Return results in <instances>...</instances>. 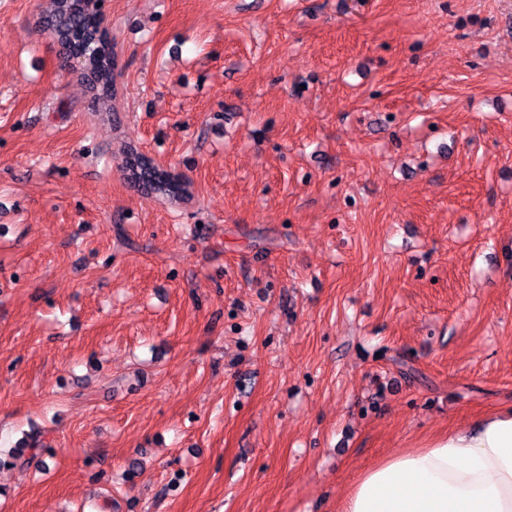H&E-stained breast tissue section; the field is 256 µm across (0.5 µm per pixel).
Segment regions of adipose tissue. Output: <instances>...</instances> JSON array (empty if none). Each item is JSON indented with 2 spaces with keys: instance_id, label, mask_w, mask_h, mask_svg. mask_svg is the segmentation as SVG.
<instances>
[{
  "instance_id": "1",
  "label": "adipose tissue",
  "mask_w": 512,
  "mask_h": 512,
  "mask_svg": "<svg viewBox=\"0 0 512 512\" xmlns=\"http://www.w3.org/2000/svg\"><path fill=\"white\" fill-rule=\"evenodd\" d=\"M338 512H512V410L376 463Z\"/></svg>"
}]
</instances>
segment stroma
Returning a JSON list of instances; mask_svg holds the SVG:
<instances>
[{"label":"stroma","mask_w":512,"mask_h":512,"mask_svg":"<svg viewBox=\"0 0 512 512\" xmlns=\"http://www.w3.org/2000/svg\"><path fill=\"white\" fill-rule=\"evenodd\" d=\"M50 8L0 0V512H337L512 407V0H103L108 112ZM154 171V174L147 172L149 182L137 185L150 193L167 197L170 200L177 201V199H180L182 197L180 193L183 188L171 182V175L163 169H155ZM152 176H155V178Z\"/></svg>","instance_id":"stroma-1"}]
</instances>
